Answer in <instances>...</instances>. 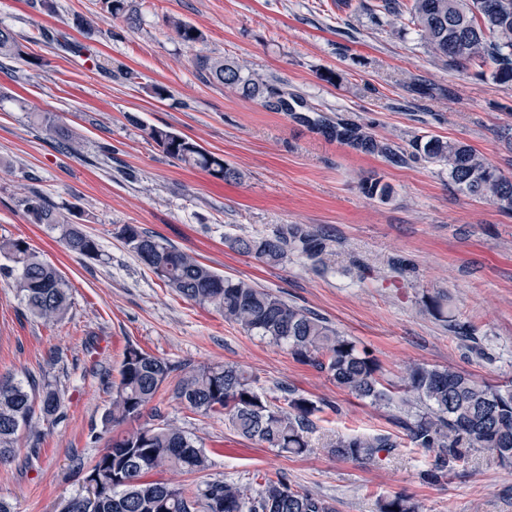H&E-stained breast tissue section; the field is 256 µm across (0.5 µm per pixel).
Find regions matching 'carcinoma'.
<instances>
[{
    "label": "carcinoma",
    "mask_w": 512,
    "mask_h": 512,
    "mask_svg": "<svg viewBox=\"0 0 512 512\" xmlns=\"http://www.w3.org/2000/svg\"><path fill=\"white\" fill-rule=\"evenodd\" d=\"M101 10L122 18L133 27L138 14L129 0H100ZM386 14L408 15L432 54L450 65L489 62L491 77L512 83V0H380ZM182 42L202 38L193 25L176 17L166 19ZM21 56L16 34L0 27V56ZM195 66L213 81L244 98L257 99L273 112L295 116L293 106L280 91L260 75L241 66L199 57ZM301 122L317 128L325 137L366 155H381L396 164L409 160L443 163L448 183L457 191L489 201L512 212V176L504 174L470 145L424 135L410 142L406 152L378 139L349 119L332 122L322 116H306ZM152 139L170 158L200 169L226 182L240 173L224 158L204 149L195 140L166 128L152 127ZM369 198L387 199L392 188L379 178L361 181ZM24 209L35 224L60 229L64 249L73 255L101 260L98 240L82 224L39 195L28 196ZM120 237L166 286L202 308H212L224 320L249 333L286 345L300 363L325 373L340 389L375 403L392 401L381 388L379 364L361 352L323 317L297 308L280 295L246 280L225 276L193 255L135 224H126ZM228 247L262 263L276 265L288 251H296L316 264L328 260L327 244L298 224H284L270 235L235 237ZM0 276L14 280L16 290L30 312L46 322L59 321L71 307L69 287L55 267L48 264L19 238H0ZM175 368L165 359L130 345L124 352L119 381L112 386V401L104 415L107 426H117L140 417L168 384ZM406 398L424 403L425 410L398 424L416 448L435 454L432 468L423 479L436 481L448 468L474 451L485 450L512 465V385L480 382L472 375L450 368L408 366L401 378ZM173 395L185 408L222 417L239 435L265 443L282 452L299 455L307 451L311 417L322 411L315 402L294 389L287 390L284 404L267 398L254 386V379L238 365L199 364L188 367L173 387ZM62 407L60 390L33 377L0 376V464L15 461L21 432L38 433L39 418L53 416ZM398 447L391 437L340 436L332 446L336 457L370 461ZM209 468L201 446L180 428L165 420L112 439L88 469H78L83 481L101 485L99 494H78L69 502L70 512H336L325 499L295 487L282 475L263 478L252 496L241 487L219 480L193 485L171 484L149 475L165 470L197 474ZM378 512H420L404 493L382 498Z\"/></svg>",
    "instance_id": "1"
}]
</instances>
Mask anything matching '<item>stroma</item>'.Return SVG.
<instances>
[{
	"label": "stroma",
	"instance_id": "1",
	"mask_svg": "<svg viewBox=\"0 0 512 512\" xmlns=\"http://www.w3.org/2000/svg\"><path fill=\"white\" fill-rule=\"evenodd\" d=\"M375 2L136 0L139 22L131 28L104 15L99 0L46 7L0 0V27L13 30L24 51L0 58V237L24 239L58 269L72 297L67 316L48 324L31 315L13 281L0 278V374L49 380L63 397V416L41 421L40 436L21 434L17 460L0 464V496L17 512H57L79 492L78 466L92 465L108 444L102 417L131 345L179 369L236 364L268 397L290 387L324 406L313 417L310 452L291 456L185 409L164 390L154 409L112 430L117 436L161 416L204 447L208 470L167 472L164 480H222L255 492L261 475L281 473L336 512H376L379 498L398 492L421 512H512V467L477 451L439 482H423L434 455L398 428L406 409L356 397L287 348L184 300L118 235L138 225L326 318L376 359L382 386L399 382L410 364L512 383V213L453 189L446 165L395 166L298 119L345 116L401 148L424 133L461 141L512 175V150L500 137L512 125V83L494 82L475 64L455 68L434 58L406 17L373 12ZM78 16L95 20L98 33L79 32ZM170 16L197 27L202 39L181 42L166 25ZM45 29L89 46L102 68L44 42ZM199 56L258 73L296 98L295 115L210 81L195 66ZM125 68L139 83L118 78ZM154 84L167 89L165 99L150 96ZM36 109L68 128L78 153L55 146L33 121ZM152 126L197 141L239 179L170 158L148 137ZM105 144L111 157L99 151ZM370 176L391 185L388 200L362 193ZM34 191L63 210L79 204L104 261L69 254L58 230L32 223L22 200ZM284 224L325 238L328 265L294 251L266 265L226 245ZM396 260L402 270L393 269ZM430 296L443 299L448 320L424 312ZM452 320L465 336L449 331ZM341 435H388L398 446L372 461H343L329 451Z\"/></svg>",
	"mask_w": 512,
	"mask_h": 512
}]
</instances>
